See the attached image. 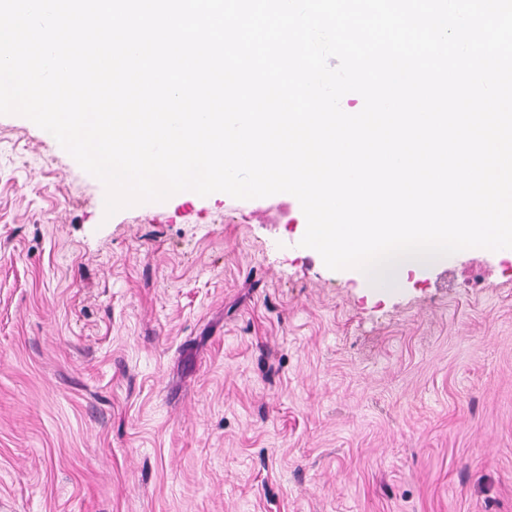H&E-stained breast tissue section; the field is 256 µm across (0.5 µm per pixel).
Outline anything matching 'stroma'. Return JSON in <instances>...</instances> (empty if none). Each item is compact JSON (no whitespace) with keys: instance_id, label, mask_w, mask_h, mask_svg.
I'll return each instance as SVG.
<instances>
[{"instance_id":"35a3bbf8","label":"stroma","mask_w":512,"mask_h":512,"mask_svg":"<svg viewBox=\"0 0 512 512\" xmlns=\"http://www.w3.org/2000/svg\"><path fill=\"white\" fill-rule=\"evenodd\" d=\"M298 200L105 213L0 115V512H512V253L370 288Z\"/></svg>"}]
</instances>
